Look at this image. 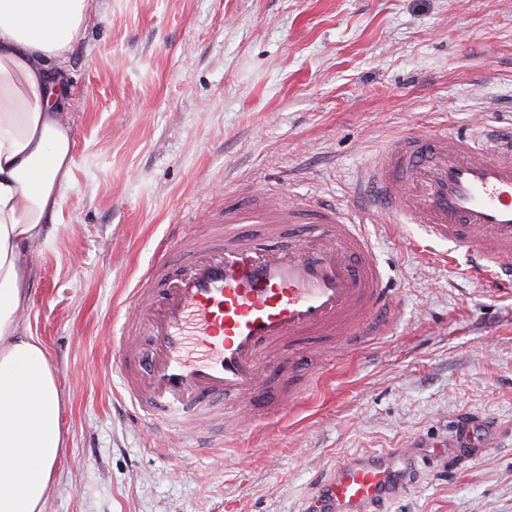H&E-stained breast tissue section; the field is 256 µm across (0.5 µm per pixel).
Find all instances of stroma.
<instances>
[{
  "mask_svg": "<svg viewBox=\"0 0 512 512\" xmlns=\"http://www.w3.org/2000/svg\"><path fill=\"white\" fill-rule=\"evenodd\" d=\"M70 79L72 179L22 256L20 333L64 395L46 512H304L341 458L412 441L386 512H512V288L422 225L363 213L394 320L355 351L311 336L272 357L269 384L305 391L223 450L149 425L109 370L129 294L214 195L352 208L396 136L512 129V0H94ZM463 422L474 446L439 456Z\"/></svg>",
  "mask_w": 512,
  "mask_h": 512,
  "instance_id": "35a3bbf8",
  "label": "stroma"
}]
</instances>
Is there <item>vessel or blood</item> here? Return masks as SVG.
<instances>
[{"label": "vessel or blood", "mask_w": 512, "mask_h": 512, "mask_svg": "<svg viewBox=\"0 0 512 512\" xmlns=\"http://www.w3.org/2000/svg\"><path fill=\"white\" fill-rule=\"evenodd\" d=\"M366 199L392 223L423 225L434 239L471 258V269L512 277V139L448 131L408 133L388 142L367 171ZM355 211L303 200L278 208L232 199L214 208L221 243L182 247L179 266L157 263L128 299L116 367L131 400H146L177 431L204 429L217 402L243 406L225 432L252 425L282 405L260 367L279 343L333 335L365 344L395 315L369 238ZM315 228V243L255 244L241 224ZM150 338L149 350L137 345ZM413 448L337 463L311 512H384L404 490Z\"/></svg>", "instance_id": "vessel-or-blood-1"}]
</instances>
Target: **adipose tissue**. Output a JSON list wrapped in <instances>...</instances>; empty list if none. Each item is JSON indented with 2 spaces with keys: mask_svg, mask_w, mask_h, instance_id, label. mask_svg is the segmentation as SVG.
Listing matches in <instances>:
<instances>
[{
  "mask_svg": "<svg viewBox=\"0 0 512 512\" xmlns=\"http://www.w3.org/2000/svg\"><path fill=\"white\" fill-rule=\"evenodd\" d=\"M92 0H0V512H45L66 446L51 359L21 335L28 269L72 177L69 53Z\"/></svg>",
  "mask_w": 512,
  "mask_h": 512,
  "instance_id": "adipose-tissue-1",
  "label": "adipose tissue"
}]
</instances>
